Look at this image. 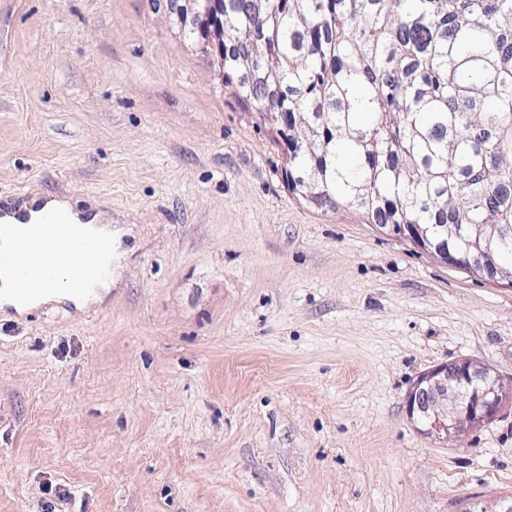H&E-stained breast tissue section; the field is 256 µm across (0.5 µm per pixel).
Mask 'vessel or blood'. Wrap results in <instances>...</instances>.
Segmentation results:
<instances>
[{
	"instance_id": "vessel-or-blood-1",
	"label": "vessel or blood",
	"mask_w": 512,
	"mask_h": 512,
	"mask_svg": "<svg viewBox=\"0 0 512 512\" xmlns=\"http://www.w3.org/2000/svg\"><path fill=\"white\" fill-rule=\"evenodd\" d=\"M110 250L107 236L64 221L54 210L15 222L0 220V273L9 274L21 295L63 282L79 286L105 278Z\"/></svg>"
}]
</instances>
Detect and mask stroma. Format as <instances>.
<instances>
[{"label":"stroma","mask_w":512,"mask_h":512,"mask_svg":"<svg viewBox=\"0 0 512 512\" xmlns=\"http://www.w3.org/2000/svg\"><path fill=\"white\" fill-rule=\"evenodd\" d=\"M216 50L150 0H0V206L112 227L84 307L0 308V512H477L512 407L448 441L415 380L512 385V288L289 192Z\"/></svg>","instance_id":"1"}]
</instances>
